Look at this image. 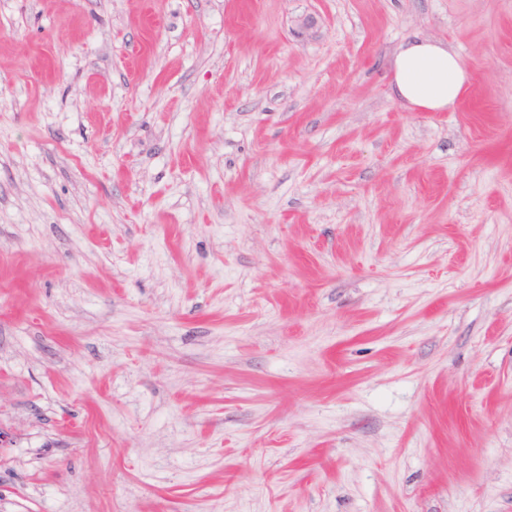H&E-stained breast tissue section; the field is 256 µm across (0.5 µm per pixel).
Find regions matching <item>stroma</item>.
Returning a JSON list of instances; mask_svg holds the SVG:
<instances>
[{
  "mask_svg": "<svg viewBox=\"0 0 512 512\" xmlns=\"http://www.w3.org/2000/svg\"><path fill=\"white\" fill-rule=\"evenodd\" d=\"M0 512H512V0H0ZM470 73L448 46L429 39L403 42L393 60L391 92L425 111L452 109L463 97Z\"/></svg>",
  "mask_w": 512,
  "mask_h": 512,
  "instance_id": "obj_1",
  "label": "stroma"
}]
</instances>
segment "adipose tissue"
Returning a JSON list of instances; mask_svg holds the SVG:
<instances>
[{
	"label": "adipose tissue",
	"instance_id": "1",
	"mask_svg": "<svg viewBox=\"0 0 512 512\" xmlns=\"http://www.w3.org/2000/svg\"><path fill=\"white\" fill-rule=\"evenodd\" d=\"M470 82L460 56L429 39L403 42L393 60L391 92L416 108L438 112L453 108Z\"/></svg>",
	"mask_w": 512,
	"mask_h": 512
}]
</instances>
